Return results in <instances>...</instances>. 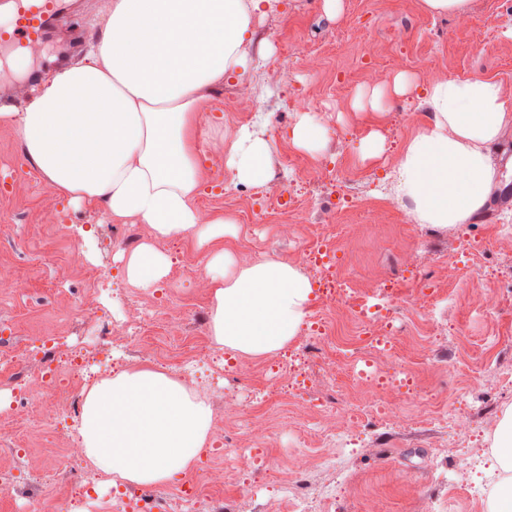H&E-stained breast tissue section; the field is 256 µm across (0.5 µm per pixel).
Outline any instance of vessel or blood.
<instances>
[{
	"label": "vessel or blood",
	"mask_w": 512,
	"mask_h": 512,
	"mask_svg": "<svg viewBox=\"0 0 512 512\" xmlns=\"http://www.w3.org/2000/svg\"><path fill=\"white\" fill-rule=\"evenodd\" d=\"M63 7V0H12L0 12V59L8 55L24 63L30 50L45 39L51 17Z\"/></svg>",
	"instance_id": "1"
}]
</instances>
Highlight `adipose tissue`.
<instances>
[{"instance_id":"adipose-tissue-1","label":"adipose tissue","mask_w":512,"mask_h":512,"mask_svg":"<svg viewBox=\"0 0 512 512\" xmlns=\"http://www.w3.org/2000/svg\"><path fill=\"white\" fill-rule=\"evenodd\" d=\"M275 0H112L107 37L92 65L53 76L12 119L28 155L71 201L101 200L113 220L138 219L160 238L197 229L209 247L210 331L217 346L246 357L283 349L309 300L308 279L267 259L238 264L215 248L224 220L200 224L195 199L204 168L196 142L199 105L236 74L253 38L252 18ZM433 116L404 148L395 200L421 224L466 223L496 187L490 147L512 127L498 85L481 77L438 80L423 89ZM269 144L238 129L225 155L235 183L265 184ZM169 258L146 245L124 266L147 285L168 273ZM211 412L183 382L135 367L82 392L80 435L92 465L141 486L195 468L207 446Z\"/></svg>"}]
</instances>
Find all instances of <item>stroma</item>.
Segmentation results:
<instances>
[{
  "mask_svg": "<svg viewBox=\"0 0 512 512\" xmlns=\"http://www.w3.org/2000/svg\"><path fill=\"white\" fill-rule=\"evenodd\" d=\"M50 41L29 55V69L53 70L60 55L69 65L88 62L105 39L112 0H66ZM254 41L244 67L213 91L203 104L198 130L200 157L208 183L196 200L210 216L229 219L225 243L234 247L240 264L265 259L289 261L299 238L311 234L323 216L300 212L293 233L277 224H245L243 207L266 209L283 190L319 200L330 187L307 171L284 169L287 157L334 169L359 209L346 217L347 233L336 261L351 285L385 287L403 295L418 289L420 275L445 287L458 267L469 277L460 282L454 300L440 304L436 317L441 335L428 336L408 303H399L391 323L407 367L414 369L426 393L450 409L449 424L425 422L423 410L399 393L387 401L397 411L393 426L368 425L358 446L344 449L343 469L351 481L330 512H426L435 499L454 496L455 512H476L472 487L491 478L493 468L461 481L460 471L473 457L493 460L495 431L512 410V306L488 313L482 300L497 270H512V238L499 236L500 225L512 226V129L492 150L500 184L492 202L468 223L430 229L418 249L407 248V208L393 204L389 190L398 157L419 128L431 118L422 86L437 78L482 76L494 81L512 111V7L506 0H469L465 15H432L422 0H341L336 18H328L323 0H280L274 11L252 20ZM407 75L414 88L388 96L381 112L355 110L361 93L393 84ZM259 103L268 118L269 181L259 187L232 186L224 154L236 131L227 113ZM311 114L326 130L310 149H298L285 132L303 114ZM378 132L384 140L381 157L361 156L363 138ZM150 243L175 257L176 245L191 251L196 266H205L206 249L196 231L179 242L154 237L149 225L111 219L103 202L71 203L59 197L48 179L25 153L12 120H0V281L20 279L25 289L0 292V412L10 408L20 387L39 389L44 332L61 329L69 344L90 337L89 319L126 317L127 292L193 300L208 297L203 274L170 284L132 286L121 271L123 259ZM79 252L97 275L89 281L76 272L72 252ZM265 357L242 363L256 375H225L211 393L209 406L223 404L224 430L234 436L248 457L246 474L261 480L263 453L272 450L282 471H291L302 448L315 445L317 429L335 425L336 417L319 407L305 409L311 434L299 438L283 408L269 411L263 427L250 422L252 398L268 391L259 368ZM13 440L0 438V468L13 471L15 490L0 496V512H24L25 497L39 482L50 480L67 489L84 484L87 470L55 465V436L27 444L22 428ZM27 448L17 460L13 448Z\"/></svg>",
  "mask_w": 512,
  "mask_h": 512,
  "instance_id": "35a3bbf8",
  "label": "stroma"
}]
</instances>
